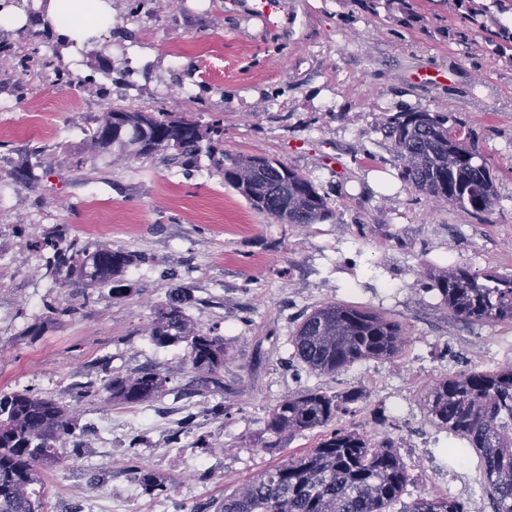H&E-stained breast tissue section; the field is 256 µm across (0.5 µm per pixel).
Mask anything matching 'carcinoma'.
Instances as JSON below:
<instances>
[{"instance_id": "cac0c4a2", "label": "carcinoma", "mask_w": 512, "mask_h": 512, "mask_svg": "<svg viewBox=\"0 0 512 512\" xmlns=\"http://www.w3.org/2000/svg\"><path fill=\"white\" fill-rule=\"evenodd\" d=\"M401 161L404 186L476 217L497 197L490 168L469 148L445 112H399L382 127ZM102 150L118 146L130 165L171 158L188 163L210 156L224 185L250 206L285 224H321L333 218L315 183L297 169L259 155L224 153V126L207 127L171 114L111 106L88 131ZM175 151L168 157L166 152ZM44 276L66 283L75 278L90 288H112L126 297L132 284L116 277L138 261L123 248L90 250L68 238L67 228L51 231ZM427 291L438 305L471 324H512V274L476 273L454 265L429 276ZM190 288L170 291L149 335L158 347L184 346L185 361L205 391L220 387L229 359L224 337L188 325ZM293 357L318 375H336L364 360H390L405 345L400 323L370 308L331 302L308 313L290 337ZM102 391L127 407L167 392L168 379L153 369L113 374L104 370ZM367 398L362 390L343 396L320 389L288 395L265 421L263 448L279 447L283 435L324 430L317 442L274 465L243 489L213 503L214 512H393L406 493L408 473L395 440L370 441L354 423H342L350 405ZM427 421L448 433V460L474 452L484 494L494 512H512V366L494 372L469 371L436 380L425 399ZM68 405L32 388L0 394V512H49L40 473L61 464L58 442L75 435ZM401 512H470L446 494L423 493Z\"/></svg>"}]
</instances>
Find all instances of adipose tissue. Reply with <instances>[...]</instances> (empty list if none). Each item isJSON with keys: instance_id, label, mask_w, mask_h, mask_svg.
Returning <instances> with one entry per match:
<instances>
[{"instance_id": "adipose-tissue-1", "label": "adipose tissue", "mask_w": 512, "mask_h": 512, "mask_svg": "<svg viewBox=\"0 0 512 512\" xmlns=\"http://www.w3.org/2000/svg\"><path fill=\"white\" fill-rule=\"evenodd\" d=\"M39 20L62 39L92 45L112 24V0H39Z\"/></svg>"}]
</instances>
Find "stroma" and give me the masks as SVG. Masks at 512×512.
Masks as SVG:
<instances>
[{
	"label": "stroma",
	"mask_w": 512,
	"mask_h": 512,
	"mask_svg": "<svg viewBox=\"0 0 512 512\" xmlns=\"http://www.w3.org/2000/svg\"><path fill=\"white\" fill-rule=\"evenodd\" d=\"M483 25L452 0H278L269 19L240 0H112V28L82 50L60 52L53 74L24 73L0 54V393L31 385L69 405L87 430L63 442L65 465L41 475L54 512H126L144 492L136 460L163 478L167 512H203L261 471L312 446L317 433L266 452L252 442L270 407L307 388L367 391L356 421L378 441L384 407L407 464L409 496L445 493L493 512L473 459L449 463L424 418L428 385L463 371L512 366V325L467 324L440 308L426 274L455 264L512 273V50H491L512 0H481ZM434 67L445 81H412ZM95 79L98 89L80 87ZM122 104L224 121V150L297 168L325 196L333 220L283 224L251 208L211 172L207 158L127 166L102 151L95 173L73 170L85 127ZM447 113L490 167L497 199L476 218L395 181L399 160L381 127L397 112ZM34 157L35 187L11 172ZM99 247L145 255L127 279L135 293L67 287L43 278L30 245L52 225ZM191 288V322L224 337V392L198 390L181 350L148 331L171 288ZM355 303L399 322L403 353L335 376L299 370L288 339L326 302ZM68 307L54 315L47 303ZM161 371L172 390L136 408L107 402L100 365ZM223 403L224 417L210 409Z\"/></svg>",
	"instance_id": "35a3bbf8"
}]
</instances>
